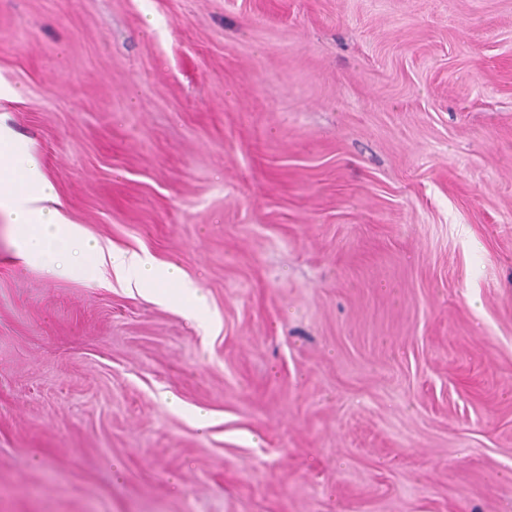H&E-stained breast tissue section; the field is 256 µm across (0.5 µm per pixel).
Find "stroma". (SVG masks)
Wrapping results in <instances>:
<instances>
[{"instance_id": "stroma-1", "label": "stroma", "mask_w": 512, "mask_h": 512, "mask_svg": "<svg viewBox=\"0 0 512 512\" xmlns=\"http://www.w3.org/2000/svg\"><path fill=\"white\" fill-rule=\"evenodd\" d=\"M1 88L205 309L0 216V512H512V0H0Z\"/></svg>"}]
</instances>
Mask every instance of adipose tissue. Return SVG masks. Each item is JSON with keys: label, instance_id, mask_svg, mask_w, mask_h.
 Segmentation results:
<instances>
[{"label": "adipose tissue", "instance_id": "1", "mask_svg": "<svg viewBox=\"0 0 512 512\" xmlns=\"http://www.w3.org/2000/svg\"><path fill=\"white\" fill-rule=\"evenodd\" d=\"M52 185L23 145L0 130V212L6 214L15 239V255L48 273L94 275L111 265L130 286L169 304H182V274L174 265L157 262L148 253L97 251L80 228L64 218L51 203Z\"/></svg>", "mask_w": 512, "mask_h": 512}]
</instances>
